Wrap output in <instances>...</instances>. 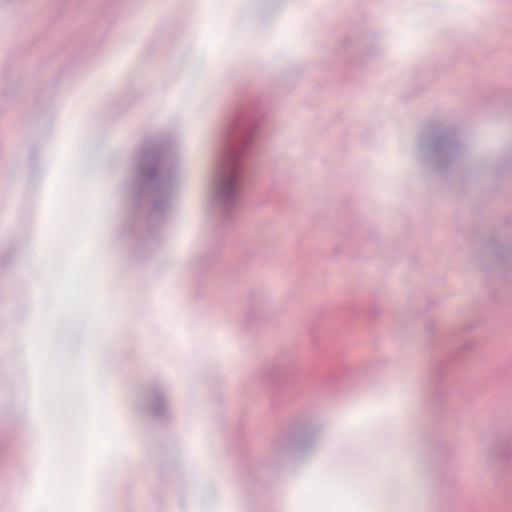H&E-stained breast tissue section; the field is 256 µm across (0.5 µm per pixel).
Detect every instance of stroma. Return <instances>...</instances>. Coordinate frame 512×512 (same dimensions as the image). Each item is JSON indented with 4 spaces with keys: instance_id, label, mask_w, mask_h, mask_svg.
Here are the masks:
<instances>
[{
    "instance_id": "obj_1",
    "label": "stroma",
    "mask_w": 512,
    "mask_h": 512,
    "mask_svg": "<svg viewBox=\"0 0 512 512\" xmlns=\"http://www.w3.org/2000/svg\"><path fill=\"white\" fill-rule=\"evenodd\" d=\"M254 41L273 52L260 70L240 62ZM220 87L236 102L218 120ZM434 124L459 141L446 173L417 149ZM220 148L249 166L223 202ZM1 182L22 200L0 210V508L29 485L19 460L47 463L14 411L19 332L36 323L45 377L93 376L111 396L98 436L145 450L136 474L117 470L88 447L82 403L43 399L54 448L112 475L84 512H283L316 483L389 512L398 483L374 482L376 448L408 450L436 512H512L507 0H0ZM462 186L483 198L465 227ZM152 396L163 416L140 411Z\"/></svg>"
}]
</instances>
